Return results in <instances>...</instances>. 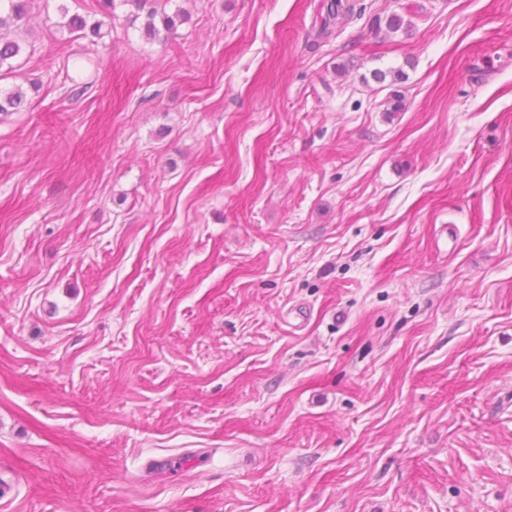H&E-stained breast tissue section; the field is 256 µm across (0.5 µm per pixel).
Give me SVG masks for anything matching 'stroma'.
I'll return each mask as SVG.
<instances>
[{
	"instance_id": "stroma-1",
	"label": "stroma",
	"mask_w": 512,
	"mask_h": 512,
	"mask_svg": "<svg viewBox=\"0 0 512 512\" xmlns=\"http://www.w3.org/2000/svg\"><path fill=\"white\" fill-rule=\"evenodd\" d=\"M354 2L35 0L0 512H512V0ZM63 22L59 23L61 29H66L70 35L78 38L94 39L103 38L102 28L105 20L91 18L90 15L73 14L68 17V10L61 9ZM68 17V18H67Z\"/></svg>"
}]
</instances>
